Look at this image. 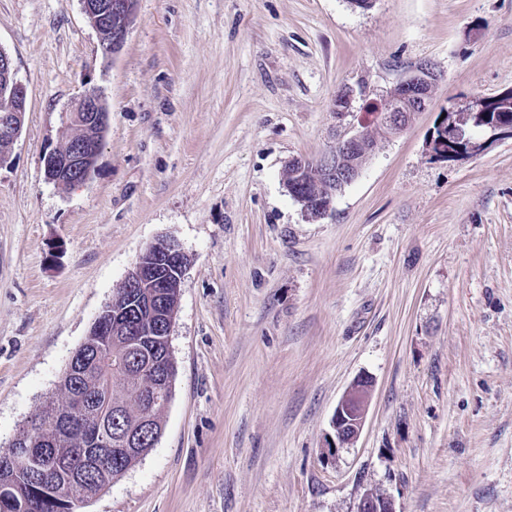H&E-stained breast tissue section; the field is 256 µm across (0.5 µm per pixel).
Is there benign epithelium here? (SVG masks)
<instances>
[{
    "instance_id": "obj_1",
    "label": "benign epithelium",
    "mask_w": 512,
    "mask_h": 512,
    "mask_svg": "<svg viewBox=\"0 0 512 512\" xmlns=\"http://www.w3.org/2000/svg\"><path fill=\"white\" fill-rule=\"evenodd\" d=\"M83 12L91 26L100 34L106 35V40L100 42L104 58L110 59L116 55L120 45L126 40L135 16L134 0H81ZM0 73L5 79L9 97L13 100L26 102V88L16 79L11 57L0 50ZM434 78L425 71H415L398 83L390 91L387 98L377 107L381 121L392 126L401 124L400 113L411 111L410 103L416 102L427 107L431 98ZM110 125V110L106 107L101 95L94 88H86L73 98L68 108L62 114L59 139V149L48 153L44 159L45 177L57 185L77 186L89 180L95 171L102 138ZM439 132L431 135L429 148H434L442 142L448 143V153L442 157L459 159L476 155L496 141L512 139V125L505 122H494L489 125L490 136L484 141L471 139V134L462 125L447 127L438 124ZM22 124L12 108L0 111V144L10 146L16 141ZM367 137V130H354L343 134L336 144L316 159L299 158L297 163L301 170L312 173L316 184L323 182L333 184L341 189L351 183L359 174V168L350 160L356 153L358 145ZM152 255L158 259L165 258L175 265V271L170 277L158 276L154 261L147 259ZM183 252L172 240L161 239L146 248L135 260L120 283L114 297L122 296L133 289L139 290L140 308H152L153 302L168 288H181L186 271L182 262ZM174 316L165 317L164 321L154 325L131 326L126 329L132 343L139 344L142 337L154 332L169 336L172 332ZM124 325L123 311L113 309V302L108 301L102 307L99 315L92 324L93 335L98 338L99 349L94 353L88 352L71 358L73 375L79 376L89 358L102 357L106 347L112 342V331ZM152 372L156 379V389L159 390L157 403L167 404V387L174 374V365L170 364L167 354L162 353L152 362ZM373 390V379L367 374L356 376L336 404L331 420L333 436L327 442L328 450L335 452L347 447L359 438L366 419L368 404ZM85 401L80 388L70 392L69 406L56 411L51 417V427L61 435L77 423L83 422L82 413ZM151 418L143 421V431L136 435H127L124 447L112 449V454L119 457L127 452L147 444L146 436L153 433ZM42 431L37 429L31 433L27 441L13 445L12 450L0 459V466L17 468L24 466L33 469L41 481H47L52 476V470L63 465L57 457H44L43 463H33V448L42 444ZM91 496L71 492L68 495L53 496V502L61 512H79L83 504ZM357 512H395L394 503L387 496H376L366 489L361 494L357 504Z\"/></svg>"
}]
</instances>
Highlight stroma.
Segmentation results:
<instances>
[{
	"label": "stroma",
	"mask_w": 512,
	"mask_h": 512,
	"mask_svg": "<svg viewBox=\"0 0 512 512\" xmlns=\"http://www.w3.org/2000/svg\"><path fill=\"white\" fill-rule=\"evenodd\" d=\"M27 90L0 167V454L150 244L187 258L155 446L82 512H512V140L432 155L443 113L512 88V0H137L105 59L81 0H0ZM428 108L377 132L310 218L284 186L420 65ZM108 105L92 177L43 159L86 88ZM353 89L350 112L337 93ZM374 380L329 454L338 400ZM373 390V379L367 374L356 376L336 404L331 420L333 436L327 442L328 451L348 447L359 438L366 419ZM357 512H395V508L391 498L383 495L377 498L372 490L366 489L359 498Z\"/></svg>",
	"instance_id": "stroma-1"
}]
</instances>
